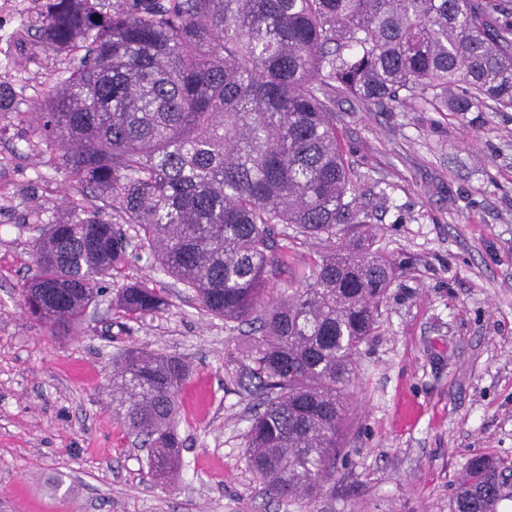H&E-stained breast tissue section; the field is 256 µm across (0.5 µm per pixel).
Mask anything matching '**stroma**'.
Masks as SVG:
<instances>
[{
    "label": "stroma",
    "instance_id": "stroma-1",
    "mask_svg": "<svg viewBox=\"0 0 512 512\" xmlns=\"http://www.w3.org/2000/svg\"><path fill=\"white\" fill-rule=\"evenodd\" d=\"M35 0H0V512H300L266 493L246 463L257 397L242 387L247 339L204 314L138 253L68 334L29 318L36 220L64 217L75 192L43 165L33 111L70 53L48 48ZM336 130L372 209L375 246L403 260L361 348L347 454L314 512H448L470 457L512 459V110L430 112L356 101ZM318 245L277 250L275 292L299 287ZM168 299L124 318L131 282ZM137 348L185 359L183 466L157 481L112 411L113 359Z\"/></svg>",
    "mask_w": 512,
    "mask_h": 512
}]
</instances>
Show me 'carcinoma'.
<instances>
[{"mask_svg":"<svg viewBox=\"0 0 512 512\" xmlns=\"http://www.w3.org/2000/svg\"><path fill=\"white\" fill-rule=\"evenodd\" d=\"M41 32L47 46L77 50L35 120L45 164L80 192L39 229L24 308L54 331L81 320L129 259L127 237L93 200L112 203L203 311L248 326L260 411L247 464L310 512L345 456L358 354L397 269L357 230L369 203L336 103L512 109V14L495 0H44ZM278 234L322 250L300 287L276 295ZM166 306L145 282L117 298L130 319ZM190 372L137 349L116 363L113 413L143 435L162 480L182 465ZM508 475L512 460L474 454L450 512H498Z\"/></svg>","mask_w":512,"mask_h":512,"instance_id":"obj_1","label":"carcinoma"}]
</instances>
